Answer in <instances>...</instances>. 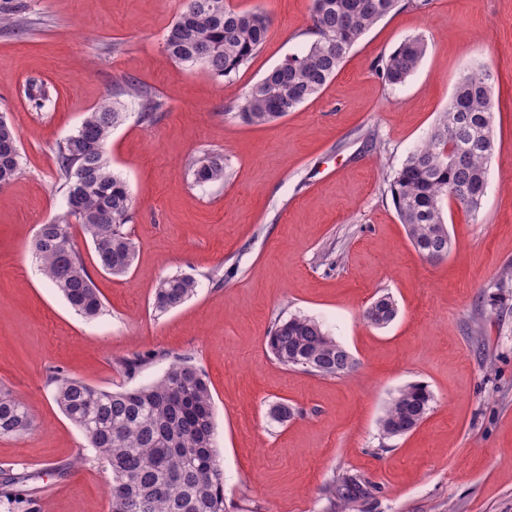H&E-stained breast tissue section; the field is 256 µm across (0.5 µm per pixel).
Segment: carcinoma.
<instances>
[{"label": "carcinoma", "mask_w": 512, "mask_h": 512, "mask_svg": "<svg viewBox=\"0 0 512 512\" xmlns=\"http://www.w3.org/2000/svg\"><path fill=\"white\" fill-rule=\"evenodd\" d=\"M401 0H312L309 48L270 70L238 106L247 125L274 123L315 97L335 77L354 44ZM29 0H0V31L21 28ZM271 26L261 8L237 10L226 0H185L166 38V51L177 63L204 66L230 78L260 51ZM426 46L418 37L404 40L377 66L388 84L404 82L419 66ZM123 94L141 101V116L152 121L160 104L134 81ZM495 99L492 73L481 65L464 75L448 108L429 137L386 174L396 214L415 250L423 257L448 254L450 235L444 206L470 213L480 210L486 194L488 164L495 151ZM117 102L105 101L83 119L77 132L58 144L57 164L67 186V210L41 225L31 249L48 280L70 306L87 319L105 305L75 246L70 220L94 246L97 266L115 277L126 275L136 246L124 231L133 201L125 181L114 174L105 145L121 121ZM20 166L17 134L0 116V185L11 183ZM199 183L224 180V158L207 155L194 163ZM197 281L190 275L161 279L153 295L159 313L191 298ZM275 360L287 368L342 379L351 353L329 336L319 321L293 315L276 323L268 336ZM54 400L87 436L106 461L110 512H224V470L214 445L212 396L204 371L186 358L174 360L157 381L111 391L79 379L53 377ZM433 395L427 386L409 384L388 403L384 418L412 431L428 414ZM32 428L26 405L0 393V437L20 438ZM0 484L5 512L22 502L12 486ZM364 494V484L342 475L326 486L330 509L347 512Z\"/></svg>", "instance_id": "carcinoma-1"}]
</instances>
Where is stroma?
Returning a JSON list of instances; mask_svg holds the SVG:
<instances>
[{
	"label": "stroma",
	"instance_id": "1",
	"mask_svg": "<svg viewBox=\"0 0 512 512\" xmlns=\"http://www.w3.org/2000/svg\"><path fill=\"white\" fill-rule=\"evenodd\" d=\"M271 19L266 43L233 78L176 64L165 50L183 0H30L23 34L0 31V116L18 134L20 170L0 190V389L34 428L0 437V474L32 473L40 512H109V472L63 414L52 371L108 390L160 378L174 357L202 368L213 397L225 512H327V482L351 474L368 493L351 512H512V0H429L380 20L322 91L264 126L236 107L268 71L312 42V0H231ZM427 46L388 85L375 70L402 41ZM493 75L496 150L477 214L447 207L451 238L422 258L384 182L430 135L458 80ZM135 81L162 104L154 121L122 93ZM52 101L35 109L28 90ZM121 95L125 117L105 153L128 183L131 272L101 271L80 228L73 240L105 304L86 320L31 252L40 225L66 209L56 149L88 112ZM224 158L227 176L196 182L192 163ZM193 276L196 293L164 314L160 279ZM393 297L397 315L364 309ZM318 320L354 356L342 379L280 365L275 321ZM149 363L135 375L123 359ZM434 396L420 426L381 441L378 421L402 387ZM296 410L279 422L270 411Z\"/></svg>",
	"mask_w": 512,
	"mask_h": 512
}]
</instances>
